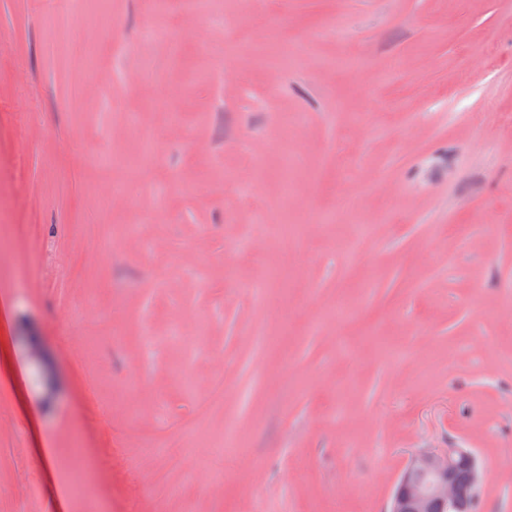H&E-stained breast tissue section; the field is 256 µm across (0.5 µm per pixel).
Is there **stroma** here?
<instances>
[{
  "label": "stroma",
  "mask_w": 512,
  "mask_h": 512,
  "mask_svg": "<svg viewBox=\"0 0 512 512\" xmlns=\"http://www.w3.org/2000/svg\"><path fill=\"white\" fill-rule=\"evenodd\" d=\"M263 2L287 15L280 38L303 65L271 72L262 15L239 17L237 0L196 15L197 36L149 45L144 0H110L117 33L92 92L82 37L59 53L42 26L49 12L69 28L82 0H0V303L26 375L24 404L10 393L0 408L24 451L20 466L0 451V512H85L69 487L76 448L102 512L206 501L185 470L170 474L177 500L129 493L137 444L122 434L140 405L153 412L143 432L178 434L197 405L173 376L215 352L226 396L205 425L248 454L224 459L209 512H389L412 458L449 448L489 472L478 512H512V0ZM287 113L306 121L282 130ZM116 145L143 174L108 210L97 181ZM129 224L150 240L114 247ZM276 224L292 239L253 250L256 226ZM272 261L282 277L262 282ZM91 288L112 317L88 325L73 310ZM340 297L347 312L325 317ZM179 311L207 325L194 346L170 331ZM87 334L95 350L75 344ZM261 335L279 348L254 350ZM90 376L112 410L110 454L85 405ZM32 421L52 471L29 448ZM20 477L35 501L10 497Z\"/></svg>",
  "instance_id": "stroma-1"
}]
</instances>
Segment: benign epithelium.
<instances>
[{"instance_id": "benign-epithelium-1", "label": "benign epithelium", "mask_w": 512, "mask_h": 512, "mask_svg": "<svg viewBox=\"0 0 512 512\" xmlns=\"http://www.w3.org/2000/svg\"><path fill=\"white\" fill-rule=\"evenodd\" d=\"M461 465L469 470L464 480L456 476ZM487 478L478 457L470 451L450 448L444 455L422 452L399 478L390 512H454L476 497Z\"/></svg>"}]
</instances>
